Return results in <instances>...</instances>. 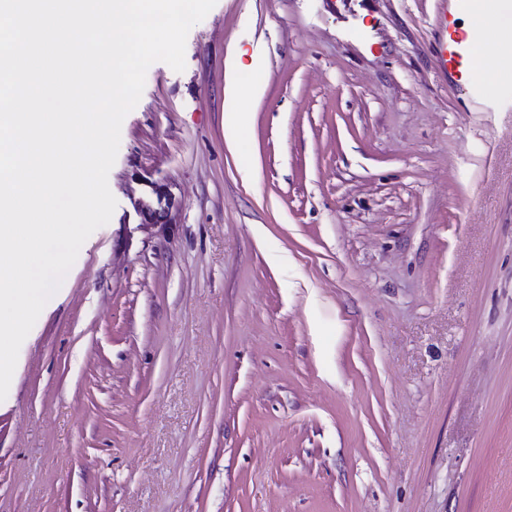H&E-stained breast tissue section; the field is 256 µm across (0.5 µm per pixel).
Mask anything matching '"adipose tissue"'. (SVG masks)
<instances>
[{
	"label": "adipose tissue",
	"instance_id": "ef3b65f1",
	"mask_svg": "<svg viewBox=\"0 0 512 512\" xmlns=\"http://www.w3.org/2000/svg\"><path fill=\"white\" fill-rule=\"evenodd\" d=\"M473 22L479 33L469 54L481 73L478 87L495 94L512 82V0H482Z\"/></svg>",
	"mask_w": 512,
	"mask_h": 512
}]
</instances>
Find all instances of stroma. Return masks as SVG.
<instances>
[{"instance_id": "stroma-1", "label": "stroma", "mask_w": 512, "mask_h": 512, "mask_svg": "<svg viewBox=\"0 0 512 512\" xmlns=\"http://www.w3.org/2000/svg\"><path fill=\"white\" fill-rule=\"evenodd\" d=\"M469 35L455 0H217L149 67L0 401V512H512V89L463 80ZM235 65V57H230L227 61L229 80L224 101V132L227 141L230 143H237L239 141L244 128L250 120L248 112H241L240 106L235 99L237 89L233 81ZM153 190L154 193L156 194L158 207L155 208L150 201L142 199L138 201L137 209L140 212V214L143 215V217L149 218L151 221H153L152 224L169 223L166 220V217L171 206V199L167 197V195L160 188L153 186ZM165 200L166 202L163 205L162 203Z\"/></svg>"}]
</instances>
